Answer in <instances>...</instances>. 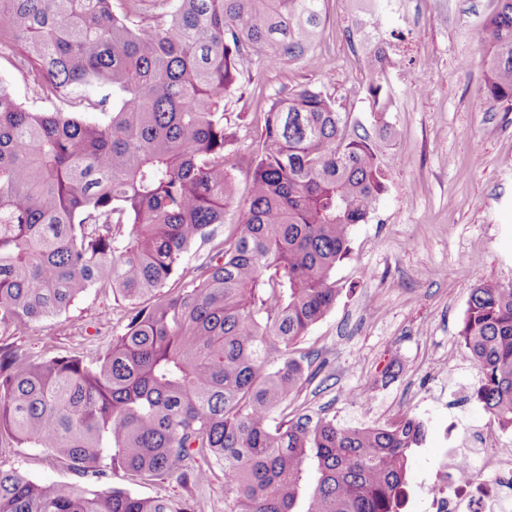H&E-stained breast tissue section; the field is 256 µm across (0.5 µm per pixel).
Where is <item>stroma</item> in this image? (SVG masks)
<instances>
[{
    "mask_svg": "<svg viewBox=\"0 0 512 512\" xmlns=\"http://www.w3.org/2000/svg\"><path fill=\"white\" fill-rule=\"evenodd\" d=\"M495 0H397L391 28L403 31L390 82L395 137L376 141L387 191L368 223L355 225L350 252L335 271V307L294 347L314 377L296 401L338 423L377 425L408 415L426 437L410 460L409 482L446 445L451 428H488L474 395L478 368L461 353L458 331L473 288L512 285V112L480 107L485 79L478 41ZM363 21L343 0H327L314 61L276 69L247 64L248 91L229 103L243 148L229 162L237 203L216 236L237 223L251 176L250 148L260 138L270 96L311 84L324 87L352 122L372 129L362 65ZM127 302L95 288L60 315L0 347L35 359L57 354L94 361L121 333ZM0 470L48 483L79 476L39 448L0 445ZM142 497L191 501L196 512H226L223 475L197 486L140 481L121 470L90 479Z\"/></svg>",
    "mask_w": 512,
    "mask_h": 512,
    "instance_id": "1",
    "label": "stroma"
}]
</instances>
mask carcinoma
<instances>
[{
    "label": "carcinoma",
    "mask_w": 512,
    "mask_h": 512,
    "mask_svg": "<svg viewBox=\"0 0 512 512\" xmlns=\"http://www.w3.org/2000/svg\"><path fill=\"white\" fill-rule=\"evenodd\" d=\"M326 0H0V60L32 93L0 85V333L57 315L92 288L130 305L96 361L0 350V441L42 448L84 476L210 482L227 512H403L424 424L347 426L286 416L311 374L290 349L334 307L350 233L386 192L369 135L306 85L270 98L248 197L230 237L238 151L228 103L245 63L311 59ZM487 19L486 103L512 111V0ZM385 27V0H348ZM368 48L366 99L381 136L394 108L391 44ZM210 262L182 280L186 254ZM475 395L512 433V287L471 291L458 332ZM0 512H195L126 489L0 471Z\"/></svg>",
    "instance_id": "1"
}]
</instances>
